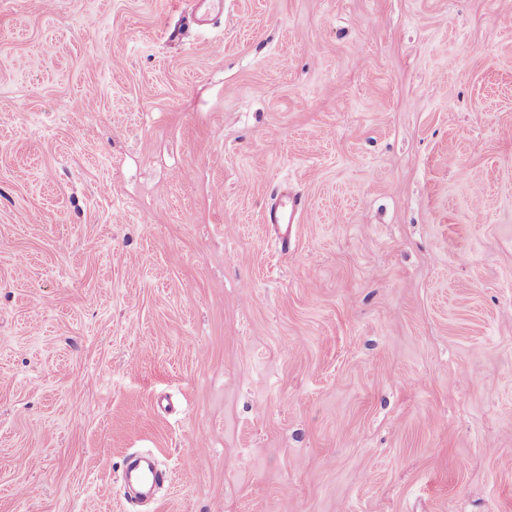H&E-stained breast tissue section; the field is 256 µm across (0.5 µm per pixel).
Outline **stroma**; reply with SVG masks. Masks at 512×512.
<instances>
[{"label": "stroma", "instance_id": "35a3bbf8", "mask_svg": "<svg viewBox=\"0 0 512 512\" xmlns=\"http://www.w3.org/2000/svg\"><path fill=\"white\" fill-rule=\"evenodd\" d=\"M193 6L0 0V512H512V0ZM167 479L165 472L160 471L149 460H139L126 472V480L137 485L145 494L151 493L160 483Z\"/></svg>", "mask_w": 512, "mask_h": 512}]
</instances>
